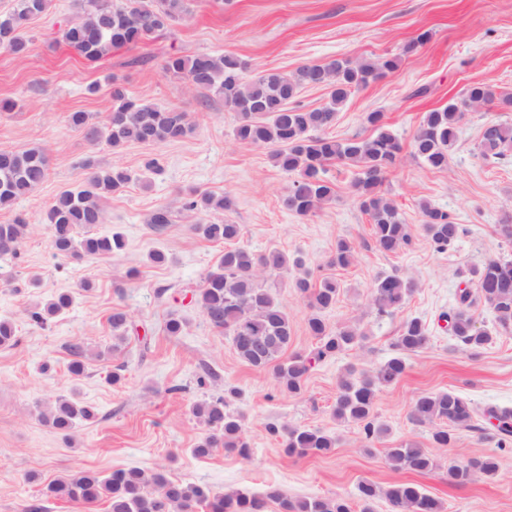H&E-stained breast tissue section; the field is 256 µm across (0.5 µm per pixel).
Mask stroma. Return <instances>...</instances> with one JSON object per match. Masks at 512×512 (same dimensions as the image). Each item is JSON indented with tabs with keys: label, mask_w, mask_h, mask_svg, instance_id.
Instances as JSON below:
<instances>
[{
	"label": "stroma",
	"mask_w": 512,
	"mask_h": 512,
	"mask_svg": "<svg viewBox=\"0 0 512 512\" xmlns=\"http://www.w3.org/2000/svg\"><path fill=\"white\" fill-rule=\"evenodd\" d=\"M75 18L73 0H51L29 24L27 53L0 51V99L16 103L13 111L0 112V150L39 147L48 158L43 184L0 207V224L20 213L30 221L19 258L0 270V318L17 328L16 344L0 347V512H27L35 500L44 512H86L82 504L47 496V485L79 470L107 475L131 467L161 470L214 492L261 493L273 486L293 498L352 503L361 483L412 482L438 500L442 512H512V448H498L494 421L485 414L490 407L512 410V328L499 330L495 312L477 304V327L495 337L474 359L440 319L470 286L475 268L490 259L512 260V242L499 233L505 215L512 214V153L491 159L478 149L483 124L512 123V112L492 105L470 109L447 169H429L409 150L424 115L460 100L469 85L486 82L512 91V0H190L188 14L164 35L113 50L94 64L60 42L62 29ZM422 33L427 41L414 46ZM176 51L231 53L252 70L288 73L310 61L399 57L396 70L351 96L330 133L371 137L365 115L382 112L404 147L385 193L405 223L420 224L426 202L454 216L464 235L443 252L419 233L406 249L378 252L369 218L350 188L351 174L334 162L327 170L335 200L307 216L286 210L282 198L291 177L273 165L268 148L235 140L236 117L222 102L206 100L164 71L165 57ZM116 77L129 96L186 112L191 133L174 143L130 142L117 151L89 143L68 115L82 111L104 122ZM94 82L99 90L88 94ZM89 158L131 176L105 201L104 222L94 228L122 235L125 248L112 257L63 260L42 217L61 191L84 182ZM150 158L158 159V172L145 170ZM193 190L232 195L236 207L222 213L187 210L184 202ZM158 206L173 218L161 234L148 224ZM207 219L240 225L239 243L253 253L298 255L315 276L336 278L340 294L325 319L334 327H358L366 335L363 344L315 363L297 396L279 389L272 370L242 363L195 300L203 276L224 251L193 232L194 224ZM342 238L352 242L355 259L345 269L328 266ZM154 251L163 252L165 262L150 261ZM388 273L411 279L414 292L402 309L381 317L370 304L371 292L375 279ZM62 291L72 294V307L34 322L32 312ZM279 298L293 325L289 353H310L315 340L306 330L305 299L287 279L280 282ZM116 308L136 324L118 346L108 322ZM172 317L182 321L181 335H167L165 323ZM411 317L429 325L432 341L407 354L401 380L378 392L375 417L386 431L366 444L362 426L332 415L339 382L348 369L370 371L394 355L401 325ZM79 340L87 352L82 374L74 376L65 347ZM203 363L218 378L201 386ZM116 369L123 376L117 385L110 381ZM231 390L237 396L228 409L243 419L250 460L223 450L195 456L207 431L192 405ZM448 390L470 400L480 414L471 427L457 429L452 447L437 449L431 426L412 422L410 412L418 395ZM60 398L94 406L96 419L66 434L55 431L40 414ZM271 423L321 428L338 444L325 455L288 457L279 438L267 432ZM408 441L433 449L444 466L493 455L499 469L462 487L449 485L444 467L425 474L394 470L387 452Z\"/></svg>",
	"instance_id": "obj_1"
}]
</instances>
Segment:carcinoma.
<instances>
[{
    "label": "carcinoma",
    "instance_id": "obj_1",
    "mask_svg": "<svg viewBox=\"0 0 512 512\" xmlns=\"http://www.w3.org/2000/svg\"><path fill=\"white\" fill-rule=\"evenodd\" d=\"M49 0H15L13 8L0 12V48L22 56L28 48L25 29L36 16L44 13ZM77 21L64 29L63 42L78 55L97 62L114 48H136L171 27L188 13L187 0H76ZM398 66L397 58L381 61L333 59L326 63H305L295 71H262L248 73V63L233 54L213 55L172 53L164 59L163 69L183 78L195 90L224 102V108L237 116L233 129L236 141L243 145L270 148L274 165L295 176L284 206L300 216H307L321 205L332 201L336 185L326 177V165L337 162L353 170L351 182L363 212L370 217L375 247L383 253H395L408 247L413 239L411 225L401 218L397 207L382 191L389 171L395 166L401 145L387 129L384 114L369 112L365 121L374 127L370 138L337 139L327 133L336 124L340 108L354 92L375 82ZM303 87L328 89L323 105L306 109L293 104ZM112 111L103 124L91 120L86 112H72L69 124L82 132L91 143L103 141L117 151L129 142L164 143L184 138L191 125L186 114L173 109L144 103L126 94L112 79ZM494 104L503 112H512V92H502L488 83H474L463 93L461 102L448 104L441 110L426 113L413 138L412 155L431 169L443 170L458 136L463 108ZM485 157L504 158L512 152V124L489 122L481 131L479 142ZM86 180L79 186L60 192L46 210L43 223L51 230L55 254L71 259L92 255H114L124 243L120 236L80 234L104 221L102 203L130 181L126 170L85 162ZM48 161L44 151L33 147L24 151H0V207L12 205L30 195L47 177ZM186 207L204 211H231L235 200L226 194L194 193ZM420 231L436 250L452 248L465 229L448 213L428 204L420 205ZM148 223L155 232L164 231L172 223L170 211L155 208ZM29 222L18 215L10 224H0V262L18 258L26 238ZM200 237L228 243L218 263L202 279L197 303L205 320L224 332L242 362L258 370L273 369L282 391L290 395L302 392L307 373L313 363L352 350L364 339L353 327L331 329L325 314L336 306L339 284L328 276L317 281L309 272L295 278L294 287L306 300L309 314L306 329L316 340L308 355L296 353L287 361L280 357L288 349L293 327L288 313L276 294V282L261 279L258 272L276 277L301 269L304 261L293 260L279 251L256 255L232 242L241 236V226L229 222H206L192 226ZM354 246L346 239L336 242L329 264L348 267L354 257ZM475 291L465 288L456 305L444 315L451 332L465 346L469 355L478 358L492 337L476 329L470 314L479 300L497 313L498 323L507 329L512 324V260H490L473 271ZM414 290V284L398 274L375 279L372 304L377 314L391 315L400 310ZM72 304L68 293L53 299L44 312L33 313V319L67 310ZM108 322L119 342H124L132 321L119 308L112 310ZM432 336L419 318L403 322L394 347L396 355L368 372L348 371L339 383V393L332 408L334 418L363 425L367 442H372L383 429L374 423V407L378 391L397 383L406 371L403 355L416 353L429 346ZM71 362L69 371L83 372L82 359L86 349L82 342L67 346ZM227 398L220 396L203 400L192 407V414L208 429V435L194 449L207 455L222 448L247 460L251 448L243 435L239 416L226 410ZM498 421L500 445L512 439V413L489 411ZM476 409L471 402L454 392L419 395L412 406L410 418L419 425L432 426L431 440L437 448H449L456 439L455 431L469 426ZM42 420L53 428L68 432L76 424L95 417V410L66 399L58 400ZM268 432L281 438V451L286 456L327 454L336 447V438L319 428L267 426ZM389 464L396 470L417 473L441 468L438 459L427 449L404 442L388 450ZM498 471L494 456H485L447 468L448 483L461 487L472 476L481 473L493 476ZM47 495L91 507L100 500L107 502L108 512H267L274 502L279 512H374L379 497L385 498L393 512H440L439 502L413 483H398L382 489L372 483L358 487L359 510H353L344 498H290L279 489L263 495L239 490L212 492L200 486L166 477L161 472L147 474L138 468L116 469L107 477L91 470H80L58 479L47 487Z\"/></svg>",
    "mask_w": 512,
    "mask_h": 512
}]
</instances>
